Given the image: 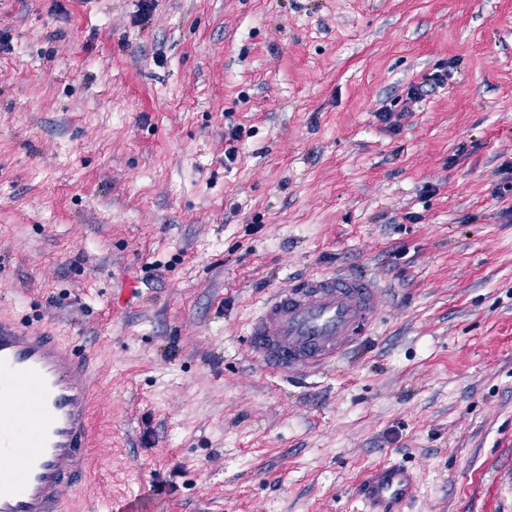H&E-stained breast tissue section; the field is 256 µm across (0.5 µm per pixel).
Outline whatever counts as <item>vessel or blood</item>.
<instances>
[{
  "mask_svg": "<svg viewBox=\"0 0 512 512\" xmlns=\"http://www.w3.org/2000/svg\"><path fill=\"white\" fill-rule=\"evenodd\" d=\"M379 299L373 278L348 271L300 279L251 320V357L273 375L334 365L368 335ZM91 361L48 326L0 314V512H70L91 476ZM415 492L400 463L366 471L358 484L365 512H404Z\"/></svg>",
  "mask_w": 512,
  "mask_h": 512,
  "instance_id": "vessel-or-blood-1",
  "label": "vessel or blood"
}]
</instances>
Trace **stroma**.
Returning a JSON list of instances; mask_svg holds the SVG:
<instances>
[{
  "label": "stroma",
  "instance_id": "1",
  "mask_svg": "<svg viewBox=\"0 0 512 512\" xmlns=\"http://www.w3.org/2000/svg\"><path fill=\"white\" fill-rule=\"evenodd\" d=\"M0 40V312L96 358L75 512H362L386 460L512 512V0H0ZM337 270L368 337L264 372L249 319Z\"/></svg>",
  "mask_w": 512,
  "mask_h": 512
}]
</instances>
